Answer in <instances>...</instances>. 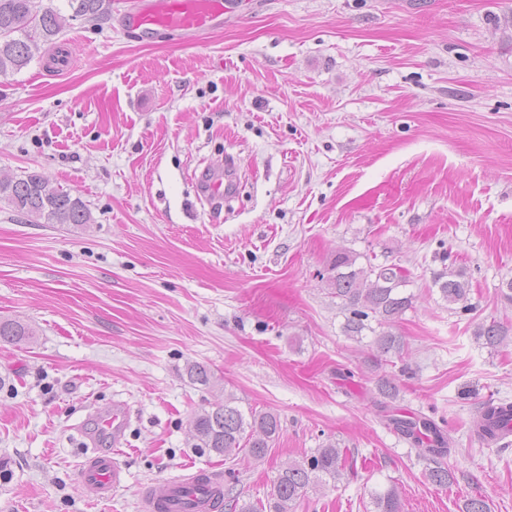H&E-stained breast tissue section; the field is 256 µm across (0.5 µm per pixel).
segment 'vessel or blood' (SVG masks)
I'll return each instance as SVG.
<instances>
[{"label": "vessel or blood", "instance_id": "vessel-or-blood-1", "mask_svg": "<svg viewBox=\"0 0 512 512\" xmlns=\"http://www.w3.org/2000/svg\"><path fill=\"white\" fill-rule=\"evenodd\" d=\"M236 0H151L147 6H133L126 10L124 21L134 30L149 33H179L194 37L220 28L226 14L232 13ZM234 181L231 172L210 173L203 181L206 198L220 201L232 194ZM129 421L125 407H114L112 412L97 419L101 434L111 437L113 444H121ZM126 471L112 455L94 456L80 473V486L86 496L108 498L124 487ZM220 480L202 484L196 475L169 481L151 492L146 500L148 512H216L214 507Z\"/></svg>", "mask_w": 512, "mask_h": 512}]
</instances>
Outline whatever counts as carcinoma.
<instances>
[{"instance_id":"cac0c4a2","label":"carcinoma","mask_w":512,"mask_h":512,"mask_svg":"<svg viewBox=\"0 0 512 512\" xmlns=\"http://www.w3.org/2000/svg\"><path fill=\"white\" fill-rule=\"evenodd\" d=\"M67 6L71 10L69 14L60 9L44 8L40 0H0V37L10 40L8 47L0 50V76L25 68L39 44L55 43L69 26L70 19L80 16L103 21L109 13L105 0H67ZM2 199L28 224H70L79 229L92 221L90 209L80 198L38 172L0 181ZM327 282L332 294L349 312L345 330L351 337L362 335L371 317L382 324H394L413 304L412 296L402 292L407 274L401 266L358 267L356 258L344 249L336 251ZM433 285L448 304L469 310L471 284L464 271L446 266L434 274ZM34 335L36 330L27 324L0 320V341H22ZM511 338L512 330L495 320L481 325L478 330V340L490 348L503 345ZM374 347L382 356H400L403 352L401 337L391 331L376 336ZM186 374L193 384H213V374L203 364L189 365ZM511 422L512 403L487 404L479 412L476 433L492 442L496 439V430ZM392 424L432 460L449 452L441 430L429 420L394 418ZM279 430L277 415L257 413L250 408L244 410L232 393L224 395V403L201 410L192 420L196 447L224 456L237 450L255 460H263L271 454ZM353 467L354 458L347 450L330 443L309 457L293 459L282 466L271 483L265 504L258 507L242 502L227 489L224 506L230 512H292L308 491L340 481ZM426 478L437 486L446 487L451 484L452 474L447 467L438 464L426 470ZM372 499L375 512H401L400 494L394 486L375 493Z\"/></svg>"}]
</instances>
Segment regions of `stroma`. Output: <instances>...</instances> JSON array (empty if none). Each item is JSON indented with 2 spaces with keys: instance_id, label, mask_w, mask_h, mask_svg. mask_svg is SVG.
<instances>
[{
  "instance_id": "stroma-1",
  "label": "stroma",
  "mask_w": 512,
  "mask_h": 512,
  "mask_svg": "<svg viewBox=\"0 0 512 512\" xmlns=\"http://www.w3.org/2000/svg\"><path fill=\"white\" fill-rule=\"evenodd\" d=\"M125 8L0 80V177L42 173L95 218L81 234L0 202V318L37 331L0 342V512H142L145 488L198 469L261 501L329 442L357 464L295 512H374L392 483L401 512H512V443L473 430L512 402V344L475 336L512 326V0H242L181 42L129 29ZM229 162L237 192L209 202L197 178ZM340 249L407 271L403 356L345 335L325 282ZM446 264L473 311L433 287ZM228 392L278 415L265 460L196 447L194 413ZM117 404L118 447L94 421ZM417 414L449 440L448 487L389 422ZM99 453L127 482L97 500L78 477ZM509 327L495 320L482 324L478 330V340L486 347L497 348L511 339Z\"/></svg>"
}]
</instances>
